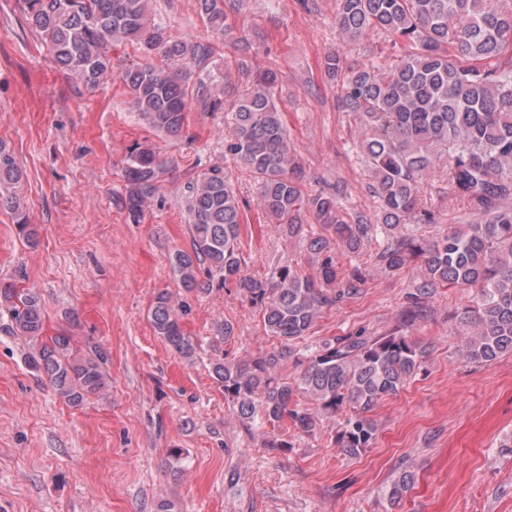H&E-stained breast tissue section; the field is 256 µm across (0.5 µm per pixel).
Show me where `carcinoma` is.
Masks as SVG:
<instances>
[{"label": "carcinoma", "instance_id": "carcinoma-1", "mask_svg": "<svg viewBox=\"0 0 512 512\" xmlns=\"http://www.w3.org/2000/svg\"><path fill=\"white\" fill-rule=\"evenodd\" d=\"M19 2L57 64L88 88L112 76V46H134L141 61L124 67L119 78L153 130L179 136L192 100L204 112L224 109L203 79L192 80L193 69L207 66L217 44L173 37L152 17L149 0ZM198 3L208 27L246 52L228 21L231 0ZM336 27L351 41L374 32L408 46L389 68L353 71L341 83L342 107L360 119L358 148L378 197L376 223L362 215L347 220L336 195L308 194L291 176L288 130L275 102L277 77L240 62L249 86L227 114L233 134L225 149L253 173L265 217L284 235L300 236L306 213L327 233L308 245L318 257L316 272L303 274L285 262L264 281L241 273L239 239L248 218L220 166L188 186L191 249L175 251L170 263L191 291L232 285L261 308L265 330L280 340L278 348L250 361L219 357L213 363L214 379L241 420L257 423L268 447L286 448L288 442L264 424L290 423L312 434L342 411L335 443L356 455L375 436L369 413L416 374L426 347L403 334L335 336L314 349L293 382L278 380V365L294 354L296 341L309 334L322 309L359 292L360 268L338 281L337 250L357 253L380 233L387 237L378 255L383 271L422 261L426 279L409 297L408 323L424 315L423 299L437 288L477 289L479 297L459 314L462 359L483 363L512 354V0H337ZM164 166L153 146L130 148L122 204L133 223L156 196ZM438 170L445 171L448 189L468 201L474 221L424 242L402 229L434 222L420 190ZM19 179L15 156L0 143V204L19 209L1 194ZM3 309L13 331L32 346L29 367L44 373L66 403L80 406L107 387L106 352L76 348L69 336H45V310L36 292L0 281ZM151 324L175 354L195 357L197 342L185 333L170 292L155 297ZM299 396L308 405L300 406ZM413 481L408 472L400 475L387 490L390 503L399 504Z\"/></svg>", "mask_w": 512, "mask_h": 512}]
</instances>
